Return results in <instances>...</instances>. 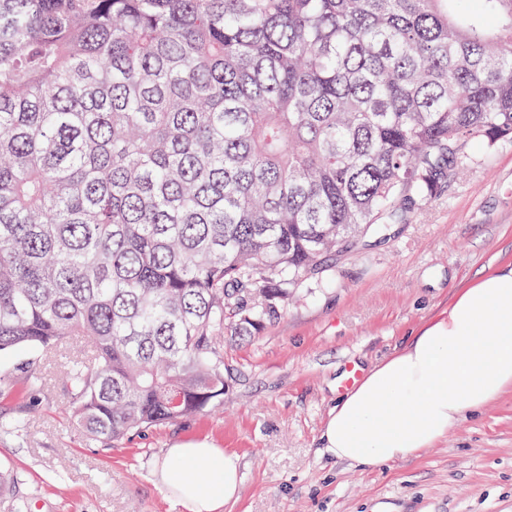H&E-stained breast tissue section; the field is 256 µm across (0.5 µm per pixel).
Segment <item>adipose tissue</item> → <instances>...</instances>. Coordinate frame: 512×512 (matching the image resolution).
Listing matches in <instances>:
<instances>
[{
    "instance_id": "adipose-tissue-1",
    "label": "adipose tissue",
    "mask_w": 512,
    "mask_h": 512,
    "mask_svg": "<svg viewBox=\"0 0 512 512\" xmlns=\"http://www.w3.org/2000/svg\"><path fill=\"white\" fill-rule=\"evenodd\" d=\"M512 390V265L481 274L412 341L339 397L327 457L362 467L413 456ZM239 457L204 441L167 449L158 486L183 512H223L242 492Z\"/></svg>"
}]
</instances>
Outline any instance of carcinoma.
<instances>
[{"label": "carcinoma", "mask_w": 512, "mask_h": 512, "mask_svg": "<svg viewBox=\"0 0 512 512\" xmlns=\"http://www.w3.org/2000/svg\"><path fill=\"white\" fill-rule=\"evenodd\" d=\"M0 0V356L82 338L94 442L224 401L220 335L512 139V0Z\"/></svg>", "instance_id": "obj_1"}]
</instances>
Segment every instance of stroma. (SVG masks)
<instances>
[{
	"label": "stroma",
	"mask_w": 512,
	"mask_h": 512,
	"mask_svg": "<svg viewBox=\"0 0 512 512\" xmlns=\"http://www.w3.org/2000/svg\"><path fill=\"white\" fill-rule=\"evenodd\" d=\"M462 173L413 214L337 255L277 319L224 338V403L130 433L87 439L66 411L59 349L0 357V512H182L153 471L166 449L206 438L236 452L242 493L224 512H512V391L418 455L380 467L320 452L349 366L375 365L446 311L459 288L512 262V139L473 144ZM42 376L26 384L25 367Z\"/></svg>",
	"instance_id": "35a3bbf8"
}]
</instances>
